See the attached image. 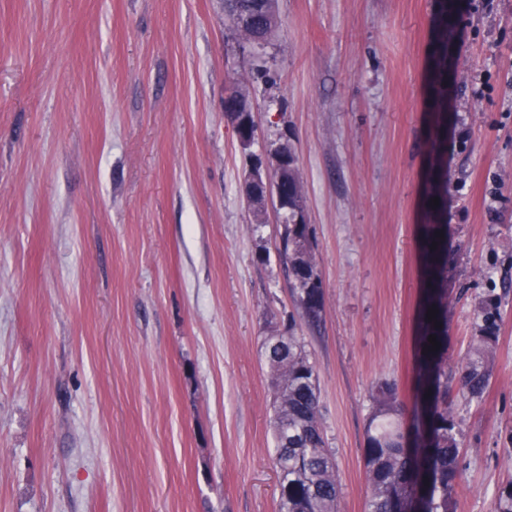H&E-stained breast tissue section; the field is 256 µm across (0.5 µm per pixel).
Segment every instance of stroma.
<instances>
[{"instance_id": "obj_1", "label": "stroma", "mask_w": 512, "mask_h": 512, "mask_svg": "<svg viewBox=\"0 0 512 512\" xmlns=\"http://www.w3.org/2000/svg\"><path fill=\"white\" fill-rule=\"evenodd\" d=\"M437 0H278L260 49L224 0H0V512H278L269 337L314 364L338 512H364L372 386L412 400ZM450 96L448 363L498 306L456 512L512 481V0H466ZM245 84L257 135L224 112ZM297 157L324 310L255 219Z\"/></svg>"}]
</instances>
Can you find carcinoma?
Masks as SVG:
<instances>
[{
  "mask_svg": "<svg viewBox=\"0 0 512 512\" xmlns=\"http://www.w3.org/2000/svg\"><path fill=\"white\" fill-rule=\"evenodd\" d=\"M251 5L252 0H224L225 17L242 44L254 37L268 40L277 25L276 12L265 2L253 12L251 27L241 29L238 18ZM459 13V0H439L432 23L434 46L428 70L432 112L448 111V57L459 56ZM430 151L438 164H444L448 135L432 129ZM280 189L282 198L288 201V221L282 223L279 237L280 252L294 280L300 315L315 327L322 319L323 290L312 260L297 160L291 151L288 177L281 182ZM436 197L437 206L433 205ZM450 205L448 175L439 171L422 195V208L429 222L422 225L420 242L421 281L426 292L419 312L414 410L410 424L404 425L394 389L386 384L374 387L364 448L370 488L368 512H407L417 503L424 505L425 512H455L461 421L448 402L445 315L448 266L455 252L444 217ZM430 308L436 310V317L431 320L427 317ZM431 335L436 336L440 345L436 351L428 341ZM497 339L495 316L488 313L472 338L469 354L455 366L459 395L470 400L483 396L491 379ZM267 358L275 391L279 512H336L339 485L333 453L326 447L320 426L314 365L291 331L269 339Z\"/></svg>",
  "mask_w": 512,
  "mask_h": 512,
  "instance_id": "1",
  "label": "carcinoma"
}]
</instances>
